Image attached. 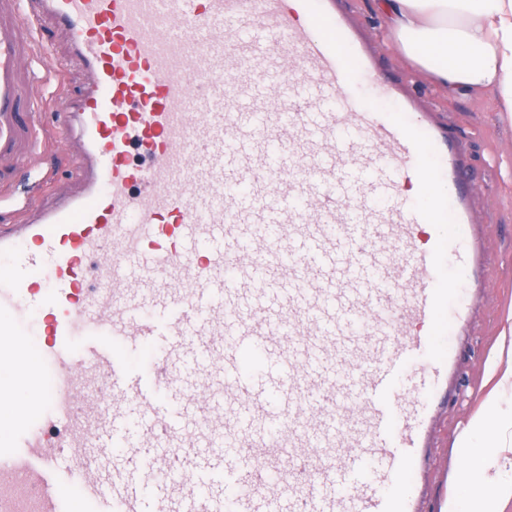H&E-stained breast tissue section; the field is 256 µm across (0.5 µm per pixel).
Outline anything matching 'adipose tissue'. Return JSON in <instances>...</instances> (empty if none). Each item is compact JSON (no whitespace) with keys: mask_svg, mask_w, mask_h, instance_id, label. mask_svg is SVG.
<instances>
[{"mask_svg":"<svg viewBox=\"0 0 512 512\" xmlns=\"http://www.w3.org/2000/svg\"><path fill=\"white\" fill-rule=\"evenodd\" d=\"M385 36L417 73L449 95L489 96L512 123V0H374ZM490 356L492 389L452 443L475 491L450 498L448 512H512V311Z\"/></svg>","mask_w":512,"mask_h":512,"instance_id":"adipose-tissue-1","label":"adipose tissue"}]
</instances>
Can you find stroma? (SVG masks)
<instances>
[{
    "mask_svg": "<svg viewBox=\"0 0 512 512\" xmlns=\"http://www.w3.org/2000/svg\"><path fill=\"white\" fill-rule=\"evenodd\" d=\"M341 7L356 27L366 30L383 76L412 87L419 96L420 110L448 125L461 139L469 156L466 177L476 187L473 209L483 226L487 285L470 333L457 350L460 386L449 398L448 412L430 437L433 473L424 512H436L444 487L443 475L454 470L452 442L491 388L485 374L486 362L499 336L501 317L512 309V127L500 121L488 96L472 94L449 99L447 91L409 69L387 43L372 0H341ZM13 123L10 139L0 143V186L41 200V193L32 189L33 176L53 164L60 170L57 190L74 189L78 177L70 163L71 143L52 140L45 132H34L29 107H22Z\"/></svg>",
    "mask_w": 512,
    "mask_h": 512,
    "instance_id": "stroma-1",
    "label": "stroma"
}]
</instances>
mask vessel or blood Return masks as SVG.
Here are the masks:
<instances>
[{
    "label": "vessel or blood",
    "instance_id": "b4317fda",
    "mask_svg": "<svg viewBox=\"0 0 512 512\" xmlns=\"http://www.w3.org/2000/svg\"><path fill=\"white\" fill-rule=\"evenodd\" d=\"M46 19L79 182L0 189V512H419L485 277L456 136L371 105L338 0H0V139ZM84 90V78L77 65L71 64L67 69V75L63 89L54 96L51 105L45 104L43 109V127L48 128L53 112H63L70 104L73 97L78 96Z\"/></svg>",
    "mask_w": 512,
    "mask_h": 512
}]
</instances>
